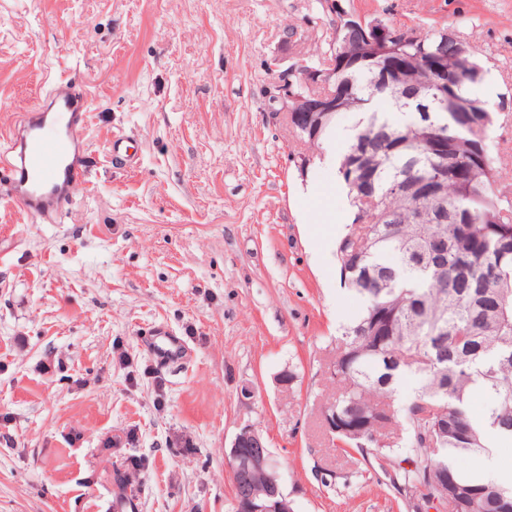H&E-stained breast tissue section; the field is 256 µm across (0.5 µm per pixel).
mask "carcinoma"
I'll use <instances>...</instances> for the list:
<instances>
[{
  "mask_svg": "<svg viewBox=\"0 0 512 512\" xmlns=\"http://www.w3.org/2000/svg\"><path fill=\"white\" fill-rule=\"evenodd\" d=\"M386 28L397 39L374 49L362 30L337 23L334 66L323 55L304 65L332 72L336 111L288 120L296 142L312 148L339 114L358 116L338 168L355 213L336 257L364 307L336 338V392L324 409L368 421L363 434L335 437L387 460L406 499H434L443 512H512V485L465 467L467 457L512 443V205L496 189L494 114L473 94L486 69L446 29L411 39ZM390 66L432 112L420 117L390 95L379 81ZM438 176L444 222L420 199L423 181ZM475 393L488 402L479 419L469 409ZM380 416L406 436L378 444Z\"/></svg>",
  "mask_w": 512,
  "mask_h": 512,
  "instance_id": "1",
  "label": "carcinoma"
}]
</instances>
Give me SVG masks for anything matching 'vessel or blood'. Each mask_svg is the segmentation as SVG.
<instances>
[{"instance_id": "1", "label": "vessel or blood", "mask_w": 512, "mask_h": 512, "mask_svg": "<svg viewBox=\"0 0 512 512\" xmlns=\"http://www.w3.org/2000/svg\"><path fill=\"white\" fill-rule=\"evenodd\" d=\"M90 117L85 90L75 79H60L0 131V175L7 199L22 215L56 224L86 194ZM109 156L126 167L138 160L122 135L113 137Z\"/></svg>"}]
</instances>
